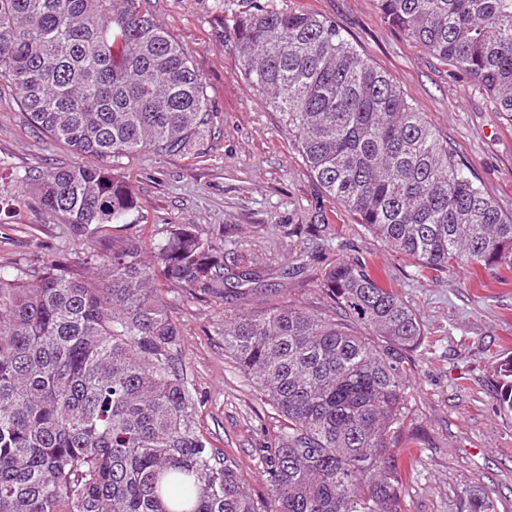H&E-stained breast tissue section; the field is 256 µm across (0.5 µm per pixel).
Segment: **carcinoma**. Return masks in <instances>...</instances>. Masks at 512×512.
Instances as JSON below:
<instances>
[{
    "label": "carcinoma",
    "instance_id": "carcinoma-1",
    "mask_svg": "<svg viewBox=\"0 0 512 512\" xmlns=\"http://www.w3.org/2000/svg\"><path fill=\"white\" fill-rule=\"evenodd\" d=\"M376 4L512 122V0ZM224 42L288 116L323 192L418 273L512 272V217L336 23L256 0L231 13ZM0 81L76 154L18 183L79 237L139 210L122 159L186 153L211 133L202 77L138 0H0ZM241 261L238 243L175 224L148 253L132 241L86 258L94 275L53 262L35 279L0 273V512H261L197 427L161 294L222 299L229 280L258 278ZM322 284L327 311H224V352L285 421L264 457L271 512H401L406 365L424 331L358 258ZM495 375L512 413V358Z\"/></svg>",
    "mask_w": 512,
    "mask_h": 512
}]
</instances>
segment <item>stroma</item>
Wrapping results in <instances>:
<instances>
[{"label":"stroma","instance_id":"obj_1","mask_svg":"<svg viewBox=\"0 0 512 512\" xmlns=\"http://www.w3.org/2000/svg\"><path fill=\"white\" fill-rule=\"evenodd\" d=\"M280 11H309L339 25L353 47L383 70L448 142L475 183L512 217V124L467 76L426 54L380 17L375 0H262ZM249 0H141L202 76L212 132L194 151L144 150L118 172L133 185L138 213L97 236H74L47 215L17 178L74 163L72 149L35 130L12 89L0 82V272L32 278L46 263L78 267L129 240L150 242L174 224L223 242L242 241L243 261L260 279L245 294L202 301L175 286L163 298L181 330L188 381L199 393L200 430L233 460L256 500L270 502L263 456L281 419L258 399L224 354L225 309L257 311L288 301L325 309L322 269L365 259L383 287L414 309L425 339L410 354L401 512H474L488 499L512 512V413L497 403L495 362L512 357V275L453 267L420 276L412 260L387 249L311 176L286 113L250 88L237 55L224 46L230 11ZM292 224H326V237L295 247Z\"/></svg>","mask_w":512,"mask_h":512}]
</instances>
